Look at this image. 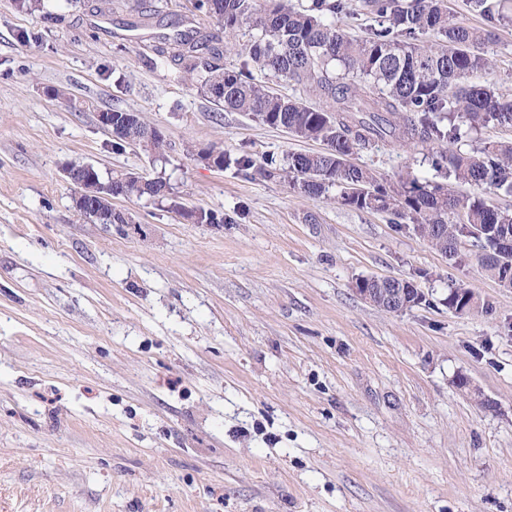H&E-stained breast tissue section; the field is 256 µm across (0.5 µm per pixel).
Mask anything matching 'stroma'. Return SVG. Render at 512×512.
<instances>
[{"instance_id": "1", "label": "stroma", "mask_w": 512, "mask_h": 512, "mask_svg": "<svg viewBox=\"0 0 512 512\" xmlns=\"http://www.w3.org/2000/svg\"><path fill=\"white\" fill-rule=\"evenodd\" d=\"M151 2L46 0L64 17L47 24L0 0V512H512V290L470 240L455 262L388 214L244 176L239 157L325 146L180 80L157 36L214 21ZM483 51L512 98V24ZM109 108L162 128L165 158L113 149ZM353 161L447 181L416 148ZM70 163L164 179L178 206L120 197L132 223H90ZM199 208L223 223H192ZM388 276L426 303L355 291ZM458 284L476 310H449ZM406 288H413V286L412 284L406 283L405 288L404 285L403 287L389 288L388 292H384L385 305L380 308L389 312H400L426 302V298L422 294L419 297L420 302L418 304H416L415 301L409 300Z\"/></svg>"}]
</instances>
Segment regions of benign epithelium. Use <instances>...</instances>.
<instances>
[{"label": "benign epithelium", "mask_w": 512, "mask_h": 512, "mask_svg": "<svg viewBox=\"0 0 512 512\" xmlns=\"http://www.w3.org/2000/svg\"><path fill=\"white\" fill-rule=\"evenodd\" d=\"M139 118L136 112H99L97 121L114 139L124 137V134ZM64 174L76 187L73 205L85 209L91 222L99 224L101 220H112V200L118 197L116 185L126 181L129 176L112 177V174L100 176L90 164H82L78 168L67 165ZM415 306L408 299L403 287L391 288L385 293V305L382 309L389 312H400Z\"/></svg>", "instance_id": "7a95c632"}]
</instances>
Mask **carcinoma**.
Returning <instances> with one entry per match:
<instances>
[{"label": "carcinoma", "instance_id": "cac0c4a2", "mask_svg": "<svg viewBox=\"0 0 512 512\" xmlns=\"http://www.w3.org/2000/svg\"><path fill=\"white\" fill-rule=\"evenodd\" d=\"M13 3L19 13L64 20L47 10L45 0ZM469 5L487 26L456 20L448 0H361L373 24L359 38L336 24L349 14L346 0H311L304 10L286 0H195L217 28L183 30L172 22L155 51L224 111L327 146L320 153H290L285 165L272 156L258 166L239 158V167L283 178L311 198L334 189L342 205L407 220L442 251H455L461 238H470L481 268L512 288V251L501 246L512 237V211L488 201L490 194L512 195V141L451 149L481 128H512V98H501L485 79L493 63L479 51L496 37L497 27L512 23V0ZM244 28L243 60L227 68L224 36ZM427 32L434 40H420ZM256 70L305 88L320 104L269 91ZM397 143L431 151L436 167L447 164L448 176L475 192L461 195L449 185L417 178L383 183L367 167L348 161L363 149ZM153 187L148 179H131L121 186L122 197L141 199ZM447 304L459 314L476 307L474 294L462 284L450 288Z\"/></svg>", "mask_w": 512, "mask_h": 512}]
</instances>
